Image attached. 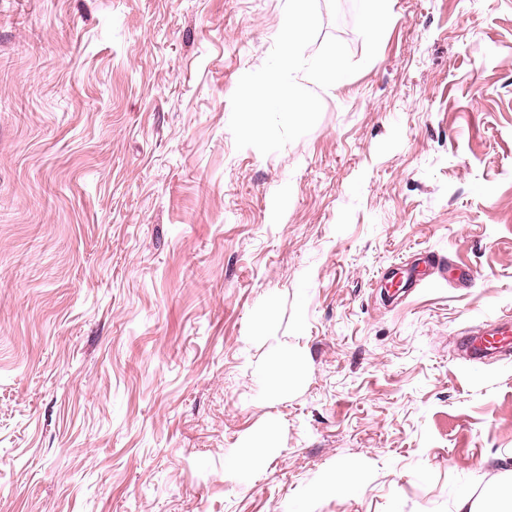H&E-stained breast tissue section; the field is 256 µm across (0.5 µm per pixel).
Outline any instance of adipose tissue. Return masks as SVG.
I'll return each mask as SVG.
<instances>
[{
    "label": "adipose tissue",
    "instance_id": "adipose-tissue-1",
    "mask_svg": "<svg viewBox=\"0 0 512 512\" xmlns=\"http://www.w3.org/2000/svg\"><path fill=\"white\" fill-rule=\"evenodd\" d=\"M301 361V354L287 349L273 355L264 375L269 397H280L299 382ZM275 450L276 445L268 436H257L249 452H226L224 470L232 475L257 470ZM483 476L485 484L481 494H474L468 488L460 491L452 502L451 512H512V459L498 457L496 466L486 469Z\"/></svg>",
    "mask_w": 512,
    "mask_h": 512
}]
</instances>
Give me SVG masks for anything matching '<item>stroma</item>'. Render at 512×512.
Segmentation results:
<instances>
[{
  "mask_svg": "<svg viewBox=\"0 0 512 512\" xmlns=\"http://www.w3.org/2000/svg\"><path fill=\"white\" fill-rule=\"evenodd\" d=\"M318 8L361 60L354 0ZM390 11L264 155L230 98L284 0H0V512H450L512 453V354L460 346L512 316V0ZM424 250L478 287L389 305L380 272ZM283 346L302 377L271 400ZM248 453L229 450L224 456V470L237 476L257 470L266 458L277 450L275 443L266 435H259L251 442ZM356 470L352 466H340L331 473L327 490L336 494L344 493L354 484Z\"/></svg>",
  "mask_w": 512,
  "mask_h": 512,
  "instance_id": "1",
  "label": "stroma"
}]
</instances>
